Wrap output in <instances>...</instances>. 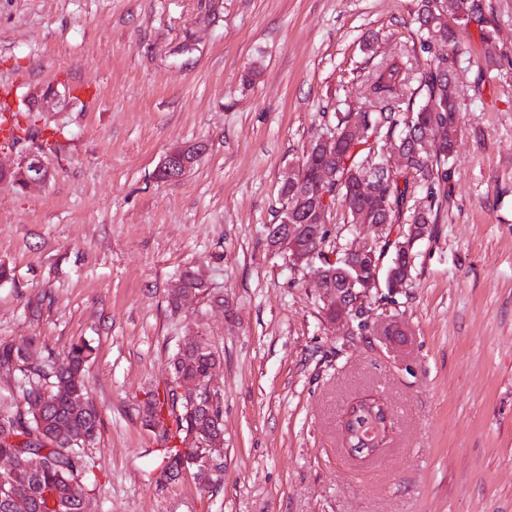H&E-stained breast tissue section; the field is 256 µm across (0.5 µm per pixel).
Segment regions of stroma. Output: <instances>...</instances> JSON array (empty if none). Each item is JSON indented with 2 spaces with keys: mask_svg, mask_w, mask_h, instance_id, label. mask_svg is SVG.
<instances>
[{
  "mask_svg": "<svg viewBox=\"0 0 512 512\" xmlns=\"http://www.w3.org/2000/svg\"><path fill=\"white\" fill-rule=\"evenodd\" d=\"M485 3L486 71L476 28L452 52L421 44V0H0L9 105L67 90L40 114L63 130L48 184L0 185V341H34L37 359L92 344L87 512H512V0ZM444 54L461 114L449 195L407 285L369 298L367 329H331L309 268L267 249L281 184L369 100L376 65L407 61L415 80ZM194 141V168L158 180ZM328 229L331 257L374 238L340 200ZM189 267L209 294L175 314ZM198 337L221 360L217 494L163 477L141 419ZM364 396L391 428L360 459L341 421ZM187 149L185 144H180L171 148L163 157L159 168L164 171L168 180L179 179L192 169L194 162L187 159ZM166 177L158 170L159 180H166Z\"/></svg>",
  "mask_w": 512,
  "mask_h": 512,
  "instance_id": "stroma-1",
  "label": "stroma"
}]
</instances>
